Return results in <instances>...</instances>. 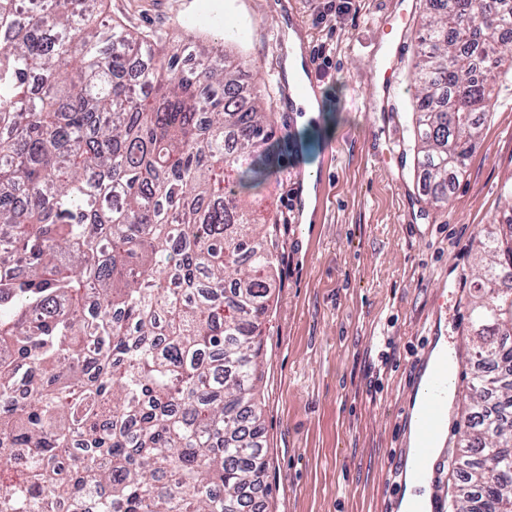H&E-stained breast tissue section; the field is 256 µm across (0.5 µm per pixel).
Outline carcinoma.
Listing matches in <instances>:
<instances>
[{
	"mask_svg": "<svg viewBox=\"0 0 512 512\" xmlns=\"http://www.w3.org/2000/svg\"><path fill=\"white\" fill-rule=\"evenodd\" d=\"M104 0H0V512H263L273 244L244 198L279 145L241 64ZM427 0L414 130L448 202L512 60V0ZM452 512H512V207L478 236ZM28 462L12 464L15 449Z\"/></svg>",
	"mask_w": 512,
	"mask_h": 512,
	"instance_id": "carcinoma-1",
	"label": "carcinoma"
}]
</instances>
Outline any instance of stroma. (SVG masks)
I'll return each mask as SVG.
<instances>
[{"label": "stroma", "mask_w": 512, "mask_h": 512, "mask_svg": "<svg viewBox=\"0 0 512 512\" xmlns=\"http://www.w3.org/2000/svg\"><path fill=\"white\" fill-rule=\"evenodd\" d=\"M299 10L308 45L326 47L313 73L320 112L307 124L283 111L286 82L272 33L275 17ZM132 30L200 41L230 40L248 61L243 81L265 85L278 172L253 199L277 217L276 286L261 326L264 475L270 512H396L394 492L409 453L405 412L416 392L431 338L454 345L452 404L461 406L474 370L467 275L476 239L503 210L512 177V76L496 77L494 112L446 205L431 207L414 167L411 138L415 56L398 61L401 91L389 111H365L383 31L420 29L421 0H107ZM316 207L303 223L306 180ZM391 361L373 364L381 349Z\"/></svg>", "instance_id": "stroma-1"}]
</instances>
